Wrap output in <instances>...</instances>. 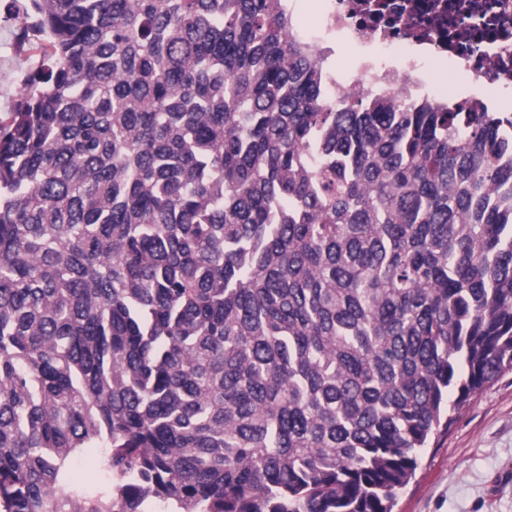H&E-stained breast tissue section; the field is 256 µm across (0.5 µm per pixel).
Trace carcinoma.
Listing matches in <instances>:
<instances>
[{"label": "carcinoma", "mask_w": 512, "mask_h": 512, "mask_svg": "<svg viewBox=\"0 0 512 512\" xmlns=\"http://www.w3.org/2000/svg\"><path fill=\"white\" fill-rule=\"evenodd\" d=\"M32 5L0 512H393L512 371V113L336 105L287 0ZM85 448L111 485L72 477Z\"/></svg>", "instance_id": "cac0c4a2"}]
</instances>
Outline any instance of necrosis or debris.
Instances as JSON below:
<instances>
[{
    "label": "necrosis or debris",
    "mask_w": 512,
    "mask_h": 512,
    "mask_svg": "<svg viewBox=\"0 0 512 512\" xmlns=\"http://www.w3.org/2000/svg\"><path fill=\"white\" fill-rule=\"evenodd\" d=\"M319 30L373 51L360 76L331 72L328 93L339 103L382 88L404 99L431 96L417 73L432 56L472 91L512 85V0H324Z\"/></svg>",
    "instance_id": "obj_1"
}]
</instances>
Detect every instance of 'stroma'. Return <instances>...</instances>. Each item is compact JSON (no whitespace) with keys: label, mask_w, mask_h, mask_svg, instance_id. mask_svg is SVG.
<instances>
[{"label":"stroma","mask_w":512,"mask_h":512,"mask_svg":"<svg viewBox=\"0 0 512 512\" xmlns=\"http://www.w3.org/2000/svg\"><path fill=\"white\" fill-rule=\"evenodd\" d=\"M29 0H0V120L42 58ZM394 512H512V373L476 394L423 453Z\"/></svg>","instance_id":"obj_1"}]
</instances>
